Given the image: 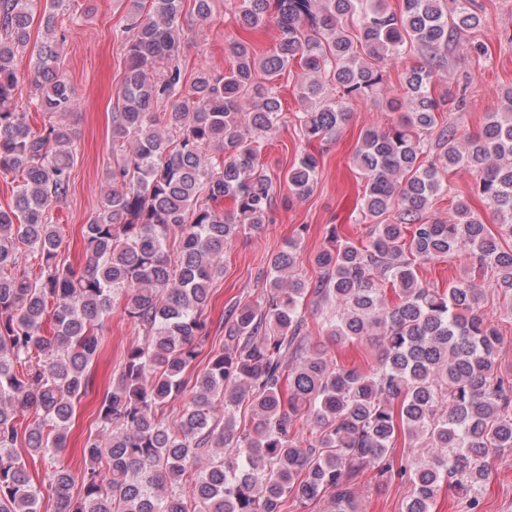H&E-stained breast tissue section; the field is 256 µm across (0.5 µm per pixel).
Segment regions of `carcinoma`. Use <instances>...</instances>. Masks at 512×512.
I'll use <instances>...</instances> for the list:
<instances>
[{"instance_id": "cac0c4a2", "label": "carcinoma", "mask_w": 512, "mask_h": 512, "mask_svg": "<svg viewBox=\"0 0 512 512\" xmlns=\"http://www.w3.org/2000/svg\"><path fill=\"white\" fill-rule=\"evenodd\" d=\"M71 2L0 0V176L15 182L12 206L0 208V512H41L43 492L20 444L49 464L55 512H288L290 499L327 493L338 512H355L351 483L368 465L382 479L408 478L405 512H432L445 484L476 512L488 457L512 450V381L498 361L499 331L478 312L474 279L440 289L417 273L464 253L474 269L496 274L512 314V89L472 135L441 121L449 101L435 95L449 45L484 24L475 0H400L396 11L384 0H240L236 25L248 32L273 20L274 51L259 55L234 39L229 73L202 69L189 83L178 62L183 0H133L112 165L82 230L77 271L61 263L49 212L68 196L77 159L80 103L57 52L65 39L57 15ZM214 2L194 0L199 21H212ZM37 14L45 37L31 49L25 98L17 55ZM413 53L427 64L404 67L400 97L386 101L400 117L366 128L353 156L365 180L367 244L331 229L306 278L295 273L298 240H288L268 260L262 302L229 306L224 348L185 393L209 335L204 313L224 251L273 222L262 142L290 116L305 144L333 139L354 104L379 100L387 65ZM295 62L306 79L300 110L288 114L275 82ZM32 112L42 127H32ZM457 170L476 175L496 228L465 201L452 223L424 217ZM318 174L317 156L303 153L286 173L290 195L308 197ZM119 300L143 339L103 397L75 495L56 457ZM307 305L326 309L338 346L376 337V365L344 366L309 343ZM177 397L180 414L168 420L162 407ZM243 402L251 426L239 433ZM401 434L414 452L408 466L391 455Z\"/></svg>"}]
</instances>
